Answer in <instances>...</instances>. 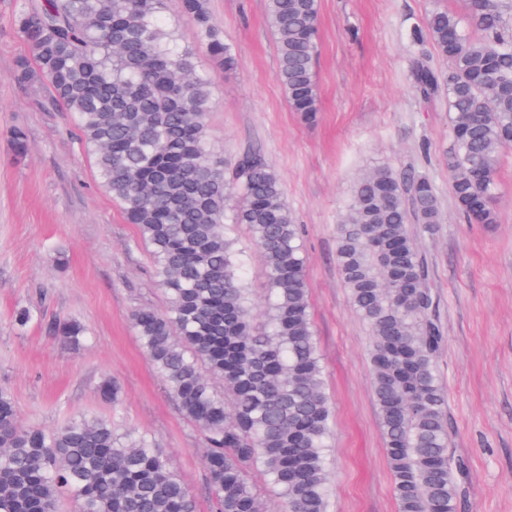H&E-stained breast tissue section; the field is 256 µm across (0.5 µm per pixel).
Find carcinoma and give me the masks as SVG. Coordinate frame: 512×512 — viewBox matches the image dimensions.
<instances>
[{"label":"carcinoma","mask_w":512,"mask_h":512,"mask_svg":"<svg viewBox=\"0 0 512 512\" xmlns=\"http://www.w3.org/2000/svg\"><path fill=\"white\" fill-rule=\"evenodd\" d=\"M194 42L166 21L168 0H18L14 27L28 56L19 83L42 82L48 104L76 115L102 186L137 226L164 292L160 309L131 314L139 344L168 383L181 415L201 432L213 512H270L260 471L287 512H328L331 411L309 312L301 225L278 174L258 153L230 165L206 139L212 76L195 44L232 71V45L207 0H179ZM469 22L431 11L414 39L413 84L448 107L446 154L457 210L495 224L501 154L512 147V0H467ZM277 78L292 111L316 118L318 0H267ZM15 160L26 132H10ZM440 223L434 187L411 170L358 177L337 227L344 287L369 328L371 383L398 512H459L467 465L448 452L446 395L433 370L442 340L428 271L408 225ZM248 226L266 271L256 313L246 257L232 233ZM196 512L190 492L147 435L98 416L46 430L25 424L0 389V512Z\"/></svg>","instance_id":"1"}]
</instances>
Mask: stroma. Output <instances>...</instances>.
Segmentation results:
<instances>
[{
    "label": "stroma",
    "instance_id": "obj_1",
    "mask_svg": "<svg viewBox=\"0 0 512 512\" xmlns=\"http://www.w3.org/2000/svg\"><path fill=\"white\" fill-rule=\"evenodd\" d=\"M15 3L0 0V389L28 424L52 429L97 415L147 435L197 512H212L202 435L178 411L131 325L134 309L164 303L152 258L102 187L75 115L46 111L45 86L15 80V62L27 53ZM208 7L238 59L233 71L212 70L210 148L227 161L260 151L302 226L332 408L329 512H398L371 388L370 336L336 261L350 186L378 167L415 169L435 187L443 222L417 241L442 325L434 366L447 398L448 451L468 465L464 512H512V150L500 157L497 223H468L444 160L447 107L422 102L411 76L421 52L446 67L430 42L414 40V28L436 8L464 12L463 0H319L312 124L292 112L277 79L266 0H208ZM16 126L30 143L19 162L8 140ZM22 306L32 311L23 328L14 321ZM63 319L83 326L80 342L55 333ZM105 379L120 387L119 401L99 397Z\"/></svg>",
    "mask_w": 512,
    "mask_h": 512
}]
</instances>
